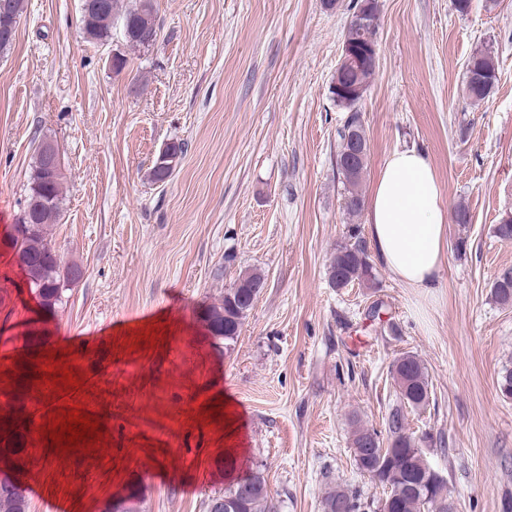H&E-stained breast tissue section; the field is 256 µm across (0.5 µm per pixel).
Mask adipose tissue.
<instances>
[{
  "label": "adipose tissue",
  "mask_w": 512,
  "mask_h": 512,
  "mask_svg": "<svg viewBox=\"0 0 512 512\" xmlns=\"http://www.w3.org/2000/svg\"><path fill=\"white\" fill-rule=\"evenodd\" d=\"M368 231L379 262L423 302L445 259V209L435 173L424 154L398 149L387 158L373 188Z\"/></svg>",
  "instance_id": "ef3b65f1"
}]
</instances>
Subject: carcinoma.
Returning <instances> with one entry per match:
<instances>
[{
  "mask_svg": "<svg viewBox=\"0 0 512 512\" xmlns=\"http://www.w3.org/2000/svg\"><path fill=\"white\" fill-rule=\"evenodd\" d=\"M101 9L84 10L81 14L83 31L90 41L106 40L112 22L122 23L124 36L133 48H148L158 38L154 0H135L132 5L124 0H104ZM339 79L349 85L369 88L375 70L371 67L355 70L345 61L338 62ZM498 66L494 54L484 49L473 52L466 61V94L473 102L490 96L487 82L497 81ZM352 146L346 134L338 133L336 161L344 162L345 171L338 172L342 184L343 210L349 219L359 216L364 206L359 189L367 159L348 163ZM175 166L156 159L149 172L153 183L169 180ZM38 192L43 203L35 213L22 210L18 218L20 228L7 237L20 265L26 271L30 291L42 308L52 313L68 302V284L80 276L76 266L62 274V258L51 236L50 228L60 218L63 189L62 174L51 175L37 152L30 175L27 193ZM328 279L335 288H346L355 283L369 288L377 281L376 269L361 240L359 227L348 229V240L336 244L328 268ZM237 282L245 288H228L216 302L204 309L201 318L207 323L216 344L232 345L238 338L243 320L253 305L247 293L260 294L265 285L264 276L256 271L240 275ZM493 294L503 306L512 305V270L499 275L493 283ZM392 374L399 393V405L389 414L385 423L386 438L365 427L360 420H352L351 447L358 469L370 474L371 482L385 491V497L375 502L356 491L334 486L323 501L324 512H456L448 500V481L427 462L419 443L407 432L404 410H419L429 404L431 387L424 364L412 352L402 353L392 365ZM0 512H28L26 489L8 473L0 474ZM207 512H275L261 472H255L242 485H236L209 499Z\"/></svg>",
  "mask_w": 512,
  "mask_h": 512,
  "instance_id": "1",
  "label": "carcinoma"
}]
</instances>
